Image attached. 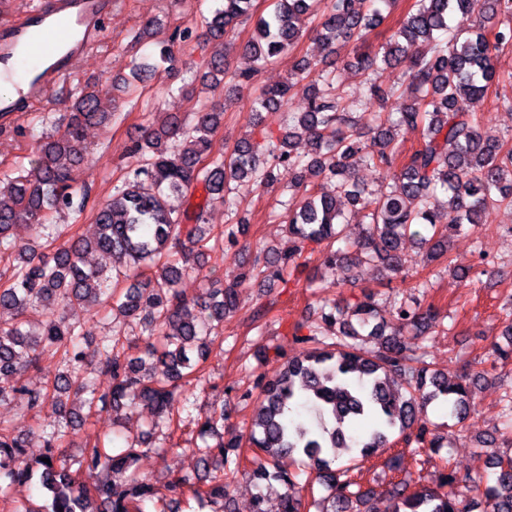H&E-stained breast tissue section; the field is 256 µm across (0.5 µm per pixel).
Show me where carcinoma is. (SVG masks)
<instances>
[{"instance_id":"obj_1","label":"carcinoma","mask_w":512,"mask_h":512,"mask_svg":"<svg viewBox=\"0 0 512 512\" xmlns=\"http://www.w3.org/2000/svg\"><path fill=\"white\" fill-rule=\"evenodd\" d=\"M390 3L329 0L324 8L322 0H270V10L257 16L245 50L259 70L291 52L302 30L316 19V34L327 54H335L352 41H365L383 20L381 6ZM255 7L256 0H222L199 38L224 45ZM458 12L478 13L480 27L452 34L450 22ZM188 38L182 31L159 43V60L173 61L176 40ZM511 47L512 0H414L380 52L353 57V66L364 73L380 62L395 65L411 59L402 111H385L388 93L369 86L368 104H378V110L367 134L358 129L355 100L336 86L335 72L307 58L296 62L291 80L262 89L254 99L265 111L282 113L281 138L260 145L244 137L229 155L217 153L213 134L219 113L205 104L189 124L172 116L164 125L145 129L132 146L144 163L97 208L94 236H68L52 254L42 244L33 245L16 263L3 264L8 276L0 285V313L10 312L14 320L0 323V404L17 400L34 410L49 402L58 414L57 420L36 429L0 424V497L30 481L36 471L49 493L46 504L23 500L13 512H143L146 503L155 501L160 503L156 512H183L181 505L191 499L219 503L222 512H233L227 480L240 473L258 485L279 483L281 512H305L297 475L280 465L295 455L307 458L329 491L331 512H467L460 507L458 488L471 479L454 471L442 472L438 487L411 493L404 479L384 499L363 483L359 463L390 444L394 434L418 455L440 447L439 438H427L428 428L418 422L419 408L436 403L459 423L470 413L466 381L448 382L407 336L410 330L420 336L441 326L438 315L417 301L387 311L371 292L344 307L326 300L318 320L307 325L308 334L296 328V340L304 347L276 376L259 378L248 434L233 433L226 441L197 448V472L172 477L162 496L138 468L141 456L150 451L145 438L112 452L94 444L77 457L64 454L60 446L85 415L110 412L115 417L136 404L154 411L152 428L171 429L176 393L201 380L202 363L221 339L219 329L236 307L239 290L258 279L287 284V275L302 266L306 243L323 245L322 263L328 267L377 262L397 275L403 270L405 239L419 241L427 260L436 261L446 256L448 240L464 226L484 223L489 208L512 207V148L483 136L475 114L467 110L498 78L497 53ZM211 65L240 86L255 75L230 71L222 52ZM297 87L308 99V110L283 111L288 93ZM72 97L67 122L39 146L30 169L17 175L0 171V198H7L0 201V256L10 251V238L21 224H37L46 237L58 239L67 236L68 228L58 223L60 214L85 206L87 191H78L71 172L88 154L84 128L108 123L112 113L103 110V91L95 84L76 88ZM405 125L421 127L422 142L402 157L395 138ZM296 138L307 140L309 159L292 153ZM359 160L393 169L384 193L375 196L355 179ZM280 168L288 170L291 191L280 218L294 248L286 253L262 249L233 278H209L202 301L189 302L180 290L185 272L203 269L204 253L236 243L243 227L229 224L223 236L210 235L202 224L205 206L224 201L225 190L238 179L269 187ZM319 174L336 178L337 194L316 190L309 177ZM198 185L205 191V204L198 205L193 223L187 224L167 199L185 197ZM351 209L366 212L368 219L365 234L353 244L343 237ZM93 253L114 256L120 265H94L88 260ZM120 284L123 288L116 289ZM101 302L112 304V324L137 320L143 325L147 342L140 356L121 355L118 346L127 337L116 329L101 337L97 358L82 349L81 329L69 321L66 310ZM32 307L54 318L30 330L23 316ZM374 340L379 346L365 348ZM46 354L58 359L60 370L45 388L31 390L24 373ZM92 368L109 375L106 391L91 384ZM398 381L408 387L404 399L392 388ZM220 422L224 411L211 412L198 426V436L206 438ZM34 435L41 438L50 463L40 460L33 466L25 459ZM245 445L254 449L253 457L241 454ZM334 448L348 449L358 462L336 466L328 455ZM490 465L492 479L481 493L483 512H512V456L493 451Z\"/></svg>"}]
</instances>
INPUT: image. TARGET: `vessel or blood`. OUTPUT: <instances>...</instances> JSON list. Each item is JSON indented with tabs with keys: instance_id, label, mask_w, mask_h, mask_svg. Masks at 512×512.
<instances>
[{
	"instance_id": "1",
	"label": "vessel or blood",
	"mask_w": 512,
	"mask_h": 512,
	"mask_svg": "<svg viewBox=\"0 0 512 512\" xmlns=\"http://www.w3.org/2000/svg\"><path fill=\"white\" fill-rule=\"evenodd\" d=\"M110 0H41L11 27L0 30V67L25 68L29 78L15 94L0 98V121L34 100L45 99L86 55L106 29Z\"/></svg>"
}]
</instances>
